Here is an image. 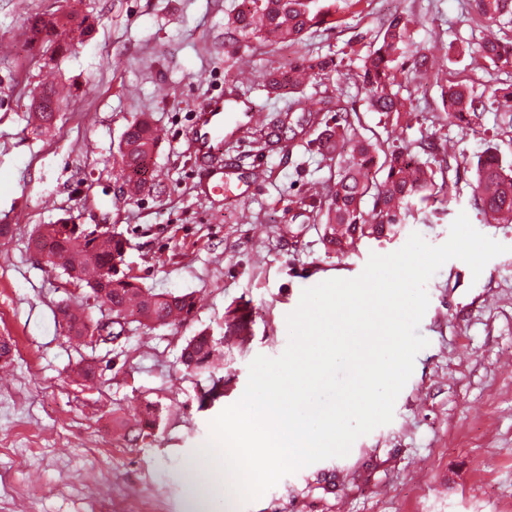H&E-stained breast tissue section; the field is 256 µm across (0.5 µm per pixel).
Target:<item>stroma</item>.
<instances>
[{
	"label": "stroma",
	"instance_id": "35a3bbf8",
	"mask_svg": "<svg viewBox=\"0 0 512 512\" xmlns=\"http://www.w3.org/2000/svg\"><path fill=\"white\" fill-rule=\"evenodd\" d=\"M238 5L97 0L88 40L52 57L28 43L26 27L33 14L67 11L66 0H0V224L12 227L0 236V337L15 345L0 361V512H188L182 472L209 473L199 450L211 422L242 397L256 356L284 352L286 317L303 290L358 277L371 255L397 251L415 232L443 244L462 212L507 251L480 276L451 259L428 281L419 332L429 344L392 421L357 438L347 456L305 466L233 512H512V224L486 223L472 204L482 155L512 162V128L490 106L480 126L465 129L441 100L451 81H502L479 46L493 33L512 40V23L489 31L474 0H360L285 47L229 40L225 23ZM399 16L420 18L413 47L441 70L435 79L405 62L397 82L410 120L372 111L353 81L334 75L310 82L296 101L270 92L267 71L303 57L357 72L377 31ZM51 86L65 98L52 135L42 136L27 109ZM219 95L260 115L264 149L236 133L218 161L186 154L196 111ZM337 106L358 116V135L389 150L433 140L436 171H458L451 201L431 206L426 222L408 221L391 241L366 239L344 256L327 250L313 220L335 162L279 136L285 114L319 108L330 122ZM136 119L149 121L158 143L150 188L129 201L115 186L117 146ZM218 167L220 192L210 179ZM62 217L115 227L128 242L129 275L156 292L192 294L193 317L130 329L116 343L68 339L58 306L82 290L37 261L30 244L38 226ZM230 307L248 314L251 336L215 361L224 394L205 402L211 376L186 371L181 350L198 331L223 336ZM86 365L94 380H76ZM149 404L159 415L152 435L122 437L123 422Z\"/></svg>",
	"mask_w": 512,
	"mask_h": 512
}]
</instances>
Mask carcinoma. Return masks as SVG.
Here are the masks:
<instances>
[{
  "mask_svg": "<svg viewBox=\"0 0 512 512\" xmlns=\"http://www.w3.org/2000/svg\"><path fill=\"white\" fill-rule=\"evenodd\" d=\"M475 8L489 26L512 21V0H475ZM336 13L337 0H242V7L230 19L228 34L237 42L256 39L291 46L313 27L335 19ZM411 23L402 18L389 21L353 76L371 109L397 121L412 112L408 100L393 90L399 61L410 52ZM60 27L68 28L72 44L84 43L89 34L83 23L75 21L72 10L61 15H36L28 27V38L51 45L50 36ZM480 52L495 65L512 67V42L487 41L480 45ZM333 70V60L309 58L287 71L274 70L270 82L280 90L296 93L300 90L301 73L326 75ZM443 90L448 113L469 125L481 119L489 103L500 112H512V84L486 86L479 91L467 83L450 82ZM39 97L42 103L31 98L28 111L39 127L47 130L54 124L60 104L50 106L54 99L51 93L42 92ZM313 143L320 154L336 161V182L316 211V219L323 224L325 245L336 253L354 249L365 238L378 240L395 234L397 227L413 215L416 205L441 202L448 195L450 182L444 177L436 178L430 162L408 149L386 152L384 159H379L382 147L359 138L341 108L336 110L335 125L325 126ZM156 144L146 121L127 124L118 145L119 174L125 187L134 185L141 191L147 188L145 172ZM368 199L372 200V208L367 212L363 204ZM472 204L488 222L512 223V168L503 166L495 155H488L477 164ZM33 243L56 254L69 279L88 287L94 307L112 314L114 341L124 337L132 323L149 329L167 326L179 318L188 319L194 311L191 294L156 293L125 272L126 240L118 233L94 241L73 232L69 219L61 218L54 224L42 225ZM90 265L107 268L112 274L105 283L93 285L80 278ZM58 313L69 323L68 335L72 339L86 338L88 327L97 324L77 303L60 305ZM224 324L225 335L239 337V348H244L251 333V320L239 310L230 309L225 312ZM223 349L224 339L201 330L187 340L181 362L197 375L210 374L213 358Z\"/></svg>",
  "mask_w": 512,
  "mask_h": 512,
  "instance_id": "obj_1",
  "label": "carcinoma"
}]
</instances>
